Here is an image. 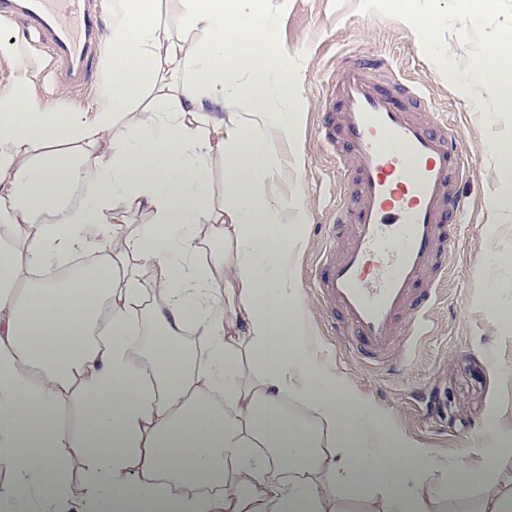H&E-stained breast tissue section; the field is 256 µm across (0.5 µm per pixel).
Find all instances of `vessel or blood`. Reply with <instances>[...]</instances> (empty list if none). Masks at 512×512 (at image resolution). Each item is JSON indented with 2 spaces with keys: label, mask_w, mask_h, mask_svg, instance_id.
I'll use <instances>...</instances> for the list:
<instances>
[{
  "label": "vessel or blood",
  "mask_w": 512,
  "mask_h": 512,
  "mask_svg": "<svg viewBox=\"0 0 512 512\" xmlns=\"http://www.w3.org/2000/svg\"><path fill=\"white\" fill-rule=\"evenodd\" d=\"M0 23L36 40L58 89L78 93L95 80L106 37L98 0H0ZM389 67L379 56L351 59L338 98L325 101L331 115L321 134L329 144L344 142L357 204L337 209L335 224L350 225V234L342 251L323 252L310 281L371 355L426 334L428 307L448 276L439 238L454 196L452 175L469 165L457 130L412 114L422 92L407 85L390 90L376 79Z\"/></svg>",
  "instance_id": "obj_1"
}]
</instances>
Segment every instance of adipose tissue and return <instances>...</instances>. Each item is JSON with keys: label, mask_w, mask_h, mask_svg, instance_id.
<instances>
[{"label": "adipose tissue", "mask_w": 512, "mask_h": 512, "mask_svg": "<svg viewBox=\"0 0 512 512\" xmlns=\"http://www.w3.org/2000/svg\"><path fill=\"white\" fill-rule=\"evenodd\" d=\"M115 0L112 78L90 112L0 96V512H436L448 480L483 487L474 512H512V427L479 465L430 460L343 376L315 361L297 275L302 228L268 197L294 139L292 78L267 0ZM247 79L226 93L230 71ZM235 111H228V104ZM229 162L214 206L210 169ZM492 221L512 219V142L495 145ZM145 223L117 235L129 211ZM221 254L200 262L210 240ZM94 249L78 275L61 260ZM109 307L106 327L97 324ZM155 334L141 360L132 318ZM196 336L206 366L178 344ZM154 380L144 383L143 369ZM79 401L73 430L63 397ZM306 408L288 414L286 400ZM83 452L81 487L62 451ZM281 470L287 484L269 480Z\"/></svg>", "instance_id": "ef3b65f1"}]
</instances>
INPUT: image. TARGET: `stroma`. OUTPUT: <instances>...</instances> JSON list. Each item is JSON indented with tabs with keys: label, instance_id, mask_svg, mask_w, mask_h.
Instances as JSON below:
<instances>
[{
	"label": "stroma",
	"instance_id": "stroma-1",
	"mask_svg": "<svg viewBox=\"0 0 512 512\" xmlns=\"http://www.w3.org/2000/svg\"><path fill=\"white\" fill-rule=\"evenodd\" d=\"M269 7L277 41L296 74L292 104L301 122L296 143L274 140L281 166L267 192L301 213L297 265L302 303L317 340L316 360L348 378L433 458L477 465V445L489 427L512 426V336L499 335L495 317L481 301L490 293L512 305V222L490 221L499 190L492 147L512 141V112L502 111L486 89L500 69L490 44L512 29V0H423L432 17L423 34L386 9L383 0H269ZM0 38L8 42L0 49V95L21 89L54 110L85 112L96 106L109 77L107 65H100L95 84L69 97L52 86L40 48L24 56L16 32L0 28ZM426 39L436 44L438 57L424 49ZM362 49L390 60L386 86L408 83L425 93L430 105L415 107V115L440 113L460 132L459 148L472 160L469 176L457 184L468 206L450 211L446 221L455 244L448 254V280L431 309L432 331L411 340L409 360L393 350L388 366L359 353L350 337L334 333L308 286L329 242L333 210L355 202L353 173L336 163L344 145L329 148L317 135L326 121L323 95L346 58ZM490 269L496 272L491 284L485 279Z\"/></svg>",
	"mask_w": 512,
	"mask_h": 512
}]
</instances>
